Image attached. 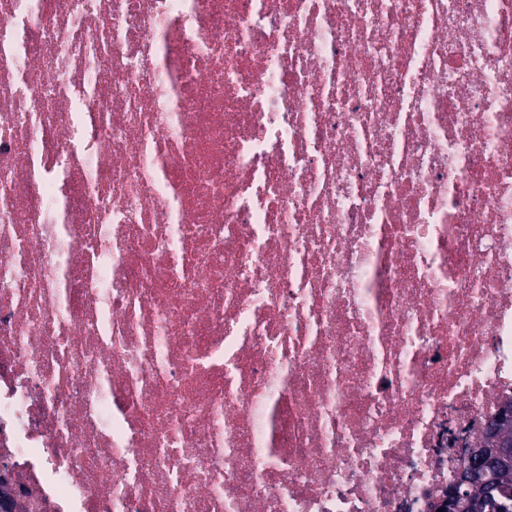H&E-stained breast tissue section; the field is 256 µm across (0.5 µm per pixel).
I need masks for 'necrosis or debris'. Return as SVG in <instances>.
Segmentation results:
<instances>
[{"mask_svg": "<svg viewBox=\"0 0 512 512\" xmlns=\"http://www.w3.org/2000/svg\"><path fill=\"white\" fill-rule=\"evenodd\" d=\"M512 403V0H0V512H432Z\"/></svg>", "mask_w": 512, "mask_h": 512, "instance_id": "4bbe7bcc", "label": "necrosis or debris"}]
</instances>
